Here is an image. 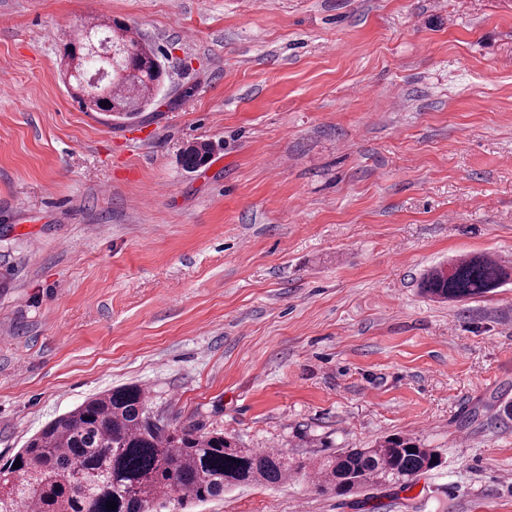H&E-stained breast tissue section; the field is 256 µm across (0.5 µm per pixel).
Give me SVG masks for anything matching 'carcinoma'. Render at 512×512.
Instances as JSON below:
<instances>
[{"label": "carcinoma", "mask_w": 512, "mask_h": 512, "mask_svg": "<svg viewBox=\"0 0 512 512\" xmlns=\"http://www.w3.org/2000/svg\"><path fill=\"white\" fill-rule=\"evenodd\" d=\"M93 38L127 41L133 56L124 68L137 82L102 93L86 88L78 97L96 112L117 120L138 117L165 83L154 47L115 22L89 23ZM82 57L83 69L100 68V56L71 42L63 56ZM208 143L188 146V169L211 157ZM509 278L499 262L470 255L431 269L422 281L432 298L465 302L501 287ZM146 391L139 385L113 388L47 423L25 448L0 465L15 478H0V512H161L174 495L204 502L238 486H274L296 476L313 479L338 497L387 486L408 489L414 479L439 466L438 454L411 438L387 437L372 448H345L317 460L290 458L282 449L245 448L219 430L180 427L164 430L149 421ZM21 466L13 468L15 460ZM115 502V510L106 505Z\"/></svg>", "instance_id": "carcinoma-1"}]
</instances>
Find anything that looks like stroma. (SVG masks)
<instances>
[{
  "label": "stroma",
  "mask_w": 512,
  "mask_h": 512,
  "mask_svg": "<svg viewBox=\"0 0 512 512\" xmlns=\"http://www.w3.org/2000/svg\"><path fill=\"white\" fill-rule=\"evenodd\" d=\"M103 14L167 69L132 121L59 76ZM509 252L512 0H0V463L137 384L248 448L441 458L405 491L292 479L166 512H512V280L420 291ZM508 278L499 262L485 255H470L431 269L423 278L422 288L435 299L465 302L500 288Z\"/></svg>",
  "instance_id": "1"
}]
</instances>
